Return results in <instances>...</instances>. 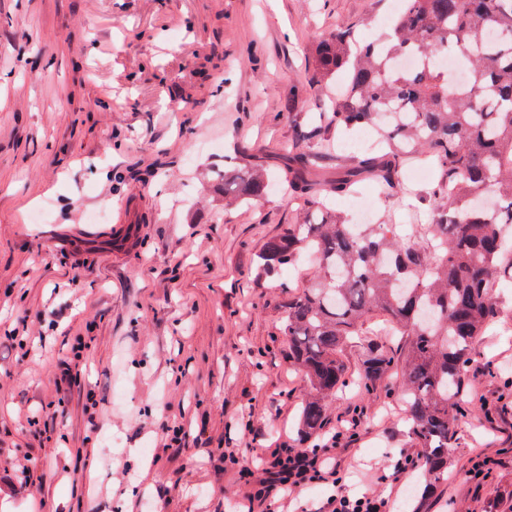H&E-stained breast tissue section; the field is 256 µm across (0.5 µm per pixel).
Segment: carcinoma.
<instances>
[{"instance_id":"1","label":"carcinoma","mask_w":512,"mask_h":512,"mask_svg":"<svg viewBox=\"0 0 512 512\" xmlns=\"http://www.w3.org/2000/svg\"><path fill=\"white\" fill-rule=\"evenodd\" d=\"M468 63L454 86L440 61ZM316 74H345L331 112L296 132L284 179L303 197L301 224L269 240L256 260L267 275L309 250L320 279L288 296L283 333L309 391L299 414L308 438L322 428L328 402L345 382L342 353L368 318L388 317L404 350L367 347L360 384L370 391L392 371L404 387L407 421L424 448L426 473L448 469L461 391L472 346L499 315L496 288L512 283V0H405L391 32L360 44L355 27L328 33L316 47ZM342 131L369 126L386 151L354 157L336 176L315 171L330 153L323 123ZM442 171L429 224L411 235L397 224H348L327 200L371 181L384 199L398 195L404 168ZM267 174L257 164L224 170V198L263 197Z\"/></svg>"}]
</instances>
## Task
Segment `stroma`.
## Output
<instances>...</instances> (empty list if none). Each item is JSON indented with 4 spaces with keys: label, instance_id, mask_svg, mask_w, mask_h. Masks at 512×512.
<instances>
[{
    "label": "stroma",
    "instance_id": "obj_1",
    "mask_svg": "<svg viewBox=\"0 0 512 512\" xmlns=\"http://www.w3.org/2000/svg\"><path fill=\"white\" fill-rule=\"evenodd\" d=\"M400 13V0H0V512H317L333 494L258 495L252 468L307 445L308 384L281 325L314 262L258 276L256 256L304 208L277 190L225 208L220 174L246 154L278 179L296 125L336 97L314 77L317 44L344 26L372 42ZM440 178H404L395 203L367 183L331 207L353 224L362 203L427 224ZM40 204L51 214L35 224ZM122 209L128 249L112 234ZM497 293L429 493L411 491L418 465L380 482L400 454H423L398 376L355 384L366 345L395 352L400 338L376 314L346 348L350 384L316 439L341 433L330 454L346 491L383 490L389 512H512V285ZM177 425L192 442L174 451ZM478 457L490 474L468 479Z\"/></svg>",
    "mask_w": 512,
    "mask_h": 512
}]
</instances>
